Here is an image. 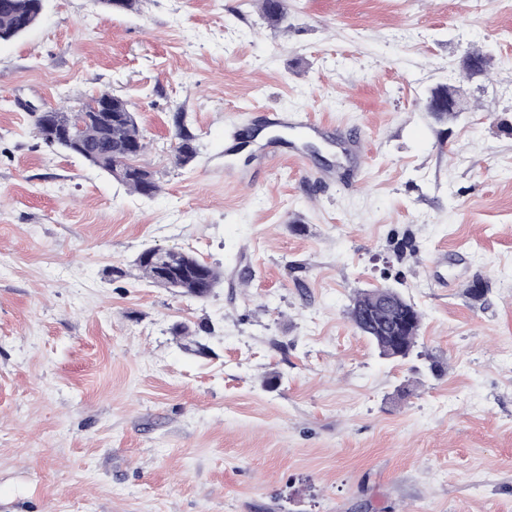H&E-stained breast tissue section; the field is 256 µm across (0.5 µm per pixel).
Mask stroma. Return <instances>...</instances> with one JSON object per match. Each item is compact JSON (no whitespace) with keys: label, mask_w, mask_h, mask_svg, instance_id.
<instances>
[{"label":"stroma","mask_w":512,"mask_h":512,"mask_svg":"<svg viewBox=\"0 0 512 512\" xmlns=\"http://www.w3.org/2000/svg\"><path fill=\"white\" fill-rule=\"evenodd\" d=\"M287 7L276 28L258 0H44L0 42V512H512V0ZM476 49L468 112L425 111ZM101 90L155 197L36 137L37 109ZM268 112L360 137L361 181L323 183L340 148L293 131L309 168L261 165ZM151 246L224 281L150 286ZM388 267L423 314L402 361L347 315ZM179 140L175 147V161L179 165H187L196 156V148L193 144L194 136L187 130L183 123H177ZM146 249L138 254L133 266L138 278L154 286L202 299L207 297L224 277V272L219 268L201 262L188 252L172 248L173 251H168L171 277L164 278L150 262L143 259V252ZM199 270L203 273L200 274Z\"/></svg>","instance_id":"stroma-1"}]
</instances>
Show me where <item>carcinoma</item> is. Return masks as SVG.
<instances>
[{"instance_id":"1","label":"carcinoma","mask_w":512,"mask_h":512,"mask_svg":"<svg viewBox=\"0 0 512 512\" xmlns=\"http://www.w3.org/2000/svg\"><path fill=\"white\" fill-rule=\"evenodd\" d=\"M265 18L274 26L283 24L287 8L285 0H261ZM42 0H0V41H9L27 33L40 19ZM473 71L464 70L461 78L483 75L490 57L480 52L470 53ZM53 123L69 133L64 150L78 156L134 193L153 197L159 191L153 173L137 164L145 152L146 143L134 112L127 101L114 96L109 112H94L91 101L78 110L56 108ZM178 143L175 161L190 163L196 156L194 136L183 123H177ZM171 277L160 276L154 266L138 254L133 266L138 278L160 288L198 299L207 297L221 282L224 272L198 260L192 254L175 249L169 252ZM353 325L386 359L407 358L417 346L422 313L394 288L377 286L357 293L348 308Z\"/></svg>"}]
</instances>
